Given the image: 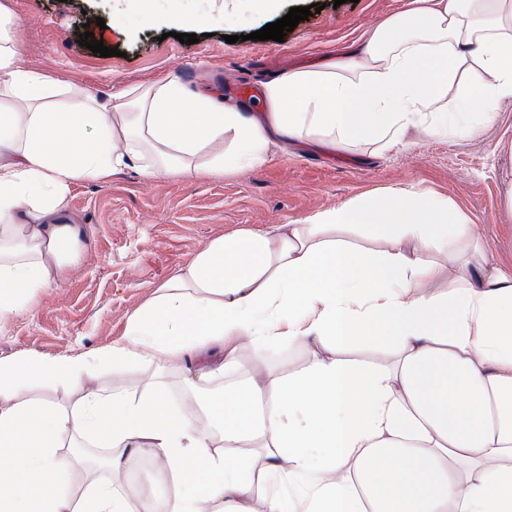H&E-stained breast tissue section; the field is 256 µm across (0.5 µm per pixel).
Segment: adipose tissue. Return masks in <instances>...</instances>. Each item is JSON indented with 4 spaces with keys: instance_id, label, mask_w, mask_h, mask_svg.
<instances>
[{
    "instance_id": "obj_1",
    "label": "adipose tissue",
    "mask_w": 512,
    "mask_h": 512,
    "mask_svg": "<svg viewBox=\"0 0 512 512\" xmlns=\"http://www.w3.org/2000/svg\"><path fill=\"white\" fill-rule=\"evenodd\" d=\"M343 59L281 73L265 112L223 109L168 76L116 103L54 107L0 12V323L31 310L80 259L61 205L78 181L137 164L150 177L261 165L272 136L400 144L408 126L470 133L512 99V0H416ZM462 94L445 99L449 86ZM364 231L369 249L347 240ZM376 340L383 364L338 358ZM306 342L281 377L267 355ZM202 369L188 368V360ZM177 369L212 426L159 387L103 390L102 373ZM78 383L68 406L13 402ZM0 512H133L127 479L155 460L179 488L155 512H512V267L490 261L448 199L391 190L304 224L210 241L107 349L0 357ZM105 451L108 476L73 498L65 439ZM247 456H239V449ZM295 497L275 487L279 476Z\"/></svg>"
}]
</instances>
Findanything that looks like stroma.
Masks as SVG:
<instances>
[{"label":"stroma","instance_id":"35a3bbf8","mask_svg":"<svg viewBox=\"0 0 512 512\" xmlns=\"http://www.w3.org/2000/svg\"><path fill=\"white\" fill-rule=\"evenodd\" d=\"M312 2L283 0L273 14L241 0L225 17L201 25L173 18L191 10L190 0H157L149 17L135 0H0V7L15 26L27 69L100 100L173 75L224 106L257 112L269 78L332 60L410 0H325L323 10L283 41L250 40L290 8ZM99 17L104 27H97ZM82 25L119 56L103 58L80 46ZM182 33L198 34V43H181ZM229 35L236 43H226ZM511 188L512 107L504 105L474 134L427 136L411 127L391 150L275 141L261 165L221 177L150 178L131 164L103 184L79 181L62 215L85 227L81 258L45 300L0 325V357L108 347L122 336L128 316L209 241L241 228L301 224L389 190L453 202L475 224L492 261L511 267L512 208L505 203Z\"/></svg>","mask_w":512,"mask_h":512}]
</instances>
